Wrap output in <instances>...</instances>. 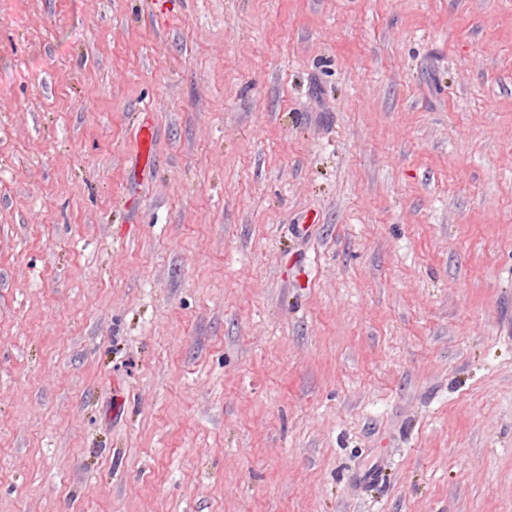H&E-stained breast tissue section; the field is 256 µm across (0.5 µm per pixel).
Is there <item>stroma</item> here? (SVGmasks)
<instances>
[{
	"label": "stroma",
	"instance_id": "obj_1",
	"mask_svg": "<svg viewBox=\"0 0 512 512\" xmlns=\"http://www.w3.org/2000/svg\"><path fill=\"white\" fill-rule=\"evenodd\" d=\"M0 512H512V0H0Z\"/></svg>",
	"mask_w": 512,
	"mask_h": 512
}]
</instances>
